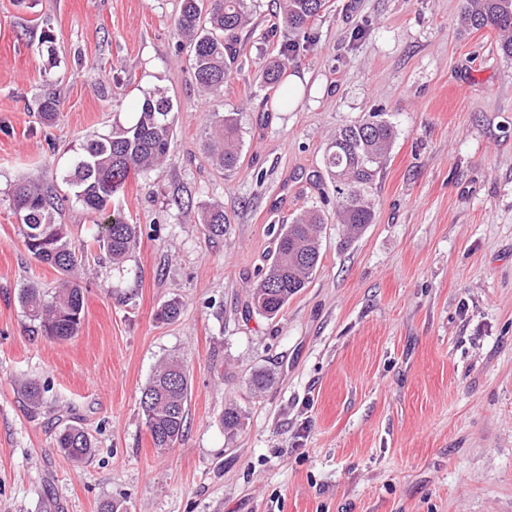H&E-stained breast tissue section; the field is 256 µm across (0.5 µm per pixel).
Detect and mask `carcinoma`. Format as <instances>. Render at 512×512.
Wrapping results in <instances>:
<instances>
[{
  "label": "carcinoma",
  "instance_id": "1",
  "mask_svg": "<svg viewBox=\"0 0 512 512\" xmlns=\"http://www.w3.org/2000/svg\"><path fill=\"white\" fill-rule=\"evenodd\" d=\"M277 22L288 32V41L266 61L262 82L280 91L279 103L288 108L292 95L283 88V77L300 48L314 38L313 26L327 10L328 0H277ZM247 0H181L175 31L191 58L195 84L209 94L224 91L237 58L235 44L249 23ZM463 27H490L497 33L500 54L512 59V0H465ZM38 111L46 124L57 118L58 100L44 97ZM175 132V109L170 97L159 90L144 93L133 117L117 124L107 134L91 138L74 150L63 172L62 182L73 199L97 218L93 239L105 251L112 265L119 266L137 247L141 228L116 207L128 180L170 160ZM394 141L391 123L369 119L338 129L324 155V169L333 188L336 216L350 237L360 235L373 223L376 181L383 170ZM207 146L214 164L235 171L241 159L238 119L234 112H213L207 124ZM14 214L20 216L23 244L39 263L60 274L55 288L47 292L35 285L20 289L19 303L41 335L54 341L73 338L84 317L85 294L75 275L78 256L71 247L67 225L57 221L60 198L51 189L20 180L11 193ZM208 234L223 237L229 219L224 208L209 205L198 216ZM324 215L307 210L280 225L273 258L250 291L248 308L272 319L312 280L322 261L320 227ZM182 304L170 300L154 313L160 323H171L181 315ZM31 407L42 401L40 384L21 385ZM189 384L180 360L162 361L146 382L140 400L145 425L153 447L168 452L183 436L187 417ZM220 421L227 433L243 425L242 412L224 408ZM60 452L75 463L87 461L94 452L92 437L80 426L65 425L56 437Z\"/></svg>",
  "mask_w": 512,
  "mask_h": 512
}]
</instances>
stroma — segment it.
Masks as SVG:
<instances>
[{
    "instance_id": "35a3bbf8",
    "label": "stroma",
    "mask_w": 512,
    "mask_h": 512,
    "mask_svg": "<svg viewBox=\"0 0 512 512\" xmlns=\"http://www.w3.org/2000/svg\"><path fill=\"white\" fill-rule=\"evenodd\" d=\"M272 3L255 0L224 93L208 96L177 46L179 0H0V512H512V60L491 29L462 27V0H330L284 109L260 80L281 43L266 36ZM155 89L178 107L172 158L119 202L143 234L112 267L92 216L63 201L85 317L74 338L47 339L18 294L57 274L26 251L12 187L63 190L72 149ZM230 111L232 173L204 133L207 113ZM373 112L396 131L373 224L350 242L325 224L307 287L274 319L248 313L274 226L332 212L323 156ZM211 204L231 219L224 237L196 220ZM173 298L180 319L156 322ZM171 356L189 373L187 429L160 454L140 397ZM259 370L271 382L257 396ZM26 380L46 387L38 410ZM229 404L244 415L232 435ZM68 423L96 444L85 463L56 448Z\"/></svg>"
}]
</instances>
